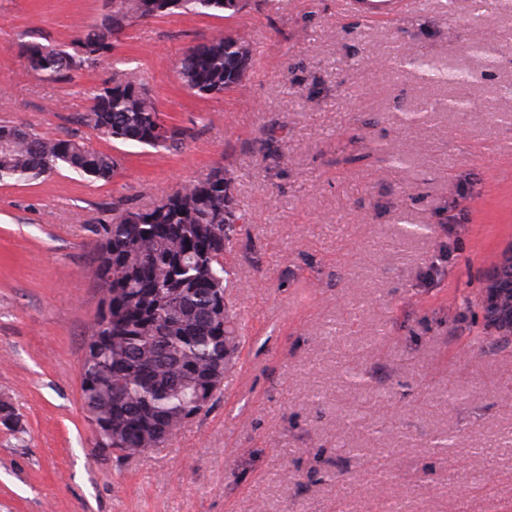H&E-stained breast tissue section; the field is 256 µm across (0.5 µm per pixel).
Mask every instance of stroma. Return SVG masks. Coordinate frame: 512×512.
Here are the masks:
<instances>
[{
	"instance_id": "stroma-1",
	"label": "stroma",
	"mask_w": 512,
	"mask_h": 512,
	"mask_svg": "<svg viewBox=\"0 0 512 512\" xmlns=\"http://www.w3.org/2000/svg\"><path fill=\"white\" fill-rule=\"evenodd\" d=\"M104 9L0 0V121L121 159L108 182L65 170L0 181V395L22 427L0 428V512H390L397 501L402 512H512V450L500 444L512 437V355L484 346L493 331L480 307L458 304L479 299L512 243V122L498 119L512 114V0L479 13L471 0H411L368 23L342 0H256L227 19L139 23L68 85L26 67L21 42H70ZM218 28L251 30V66L242 90L200 98L177 61ZM477 40L494 63L470 51ZM413 54L451 61L468 83L400 71ZM117 61L166 123L189 128L180 151L115 144L79 123ZM463 94L471 111L448 109ZM423 105L429 122L402 124ZM383 146L405 165L382 161ZM216 166L238 177L227 294L252 313L250 337L206 414L148 454L96 456L80 368L100 298V211L116 195L151 207ZM406 221L431 230L402 236ZM346 361L366 386H342ZM457 385L467 399H449ZM362 403L367 415L350 420ZM441 432L451 454L431 447Z\"/></svg>"
}]
</instances>
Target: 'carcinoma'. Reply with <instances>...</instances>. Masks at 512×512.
Returning a JSON list of instances; mask_svg holds the SVG:
<instances>
[{"instance_id": "obj_1", "label": "carcinoma", "mask_w": 512, "mask_h": 512, "mask_svg": "<svg viewBox=\"0 0 512 512\" xmlns=\"http://www.w3.org/2000/svg\"><path fill=\"white\" fill-rule=\"evenodd\" d=\"M110 15L102 16L68 44L39 41L21 45L28 68L41 78L66 84L80 70L97 67L112 54L119 38L114 30L157 16L193 14L231 18L246 11L249 0H112ZM252 54L242 33L218 29L211 37L182 52L178 74L194 94L218 98L242 87ZM431 79L460 81L447 63L410 56ZM156 100L133 73L115 68L112 77L89 97L79 122L122 144L158 152L178 150L187 129L164 126ZM0 179H38L57 170L83 178L112 179L119 159L95 150L74 135L49 137L9 121L0 123ZM237 176L222 166L186 181L146 210L133 209L123 197L102 211V240L96 276L113 301L132 311L125 320L110 309L98 311L89 338L100 345L83 363L82 405L96 448H126V458L161 447L169 431L206 413L213 400L201 399L206 378L219 362L224 370L235 364L241 344L240 322L227 300L228 271L224 249L238 234L241 213L235 196ZM199 278L214 280L224 299V311L209 293L193 287Z\"/></svg>"}]
</instances>
